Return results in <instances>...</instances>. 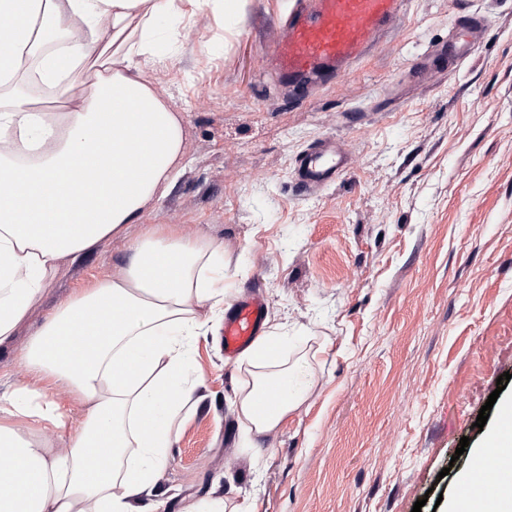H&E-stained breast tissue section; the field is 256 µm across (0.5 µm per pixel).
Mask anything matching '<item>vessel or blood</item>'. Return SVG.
<instances>
[{
  "label": "vessel or blood",
  "instance_id": "obj_1",
  "mask_svg": "<svg viewBox=\"0 0 512 512\" xmlns=\"http://www.w3.org/2000/svg\"><path fill=\"white\" fill-rule=\"evenodd\" d=\"M407 0H296L266 55L268 66L292 87L325 84L338 79L360 61L406 11ZM484 17L459 10L447 44L436 56L453 67L466 61L485 29ZM350 170L342 144L333 137L300 152L292 172L297 193L307 197L336 184ZM269 304L251 289L232 305L224 319L221 344L234 361L259 336ZM477 480L461 488L462 502L482 498L494 508L502 488L512 484V456L480 458Z\"/></svg>",
  "mask_w": 512,
  "mask_h": 512
}]
</instances>
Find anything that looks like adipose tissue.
<instances>
[{
    "label": "adipose tissue",
    "instance_id": "adipose-tissue-1",
    "mask_svg": "<svg viewBox=\"0 0 512 512\" xmlns=\"http://www.w3.org/2000/svg\"><path fill=\"white\" fill-rule=\"evenodd\" d=\"M196 0H0V344L66 259L125 233L173 182L183 118L143 61L160 66ZM92 80L77 84L83 74ZM60 102L40 107L31 88ZM224 251L161 228L132 242L117 274L56 307L19 360L23 387L0 396V512H161L158 478L199 386L193 348L224 312ZM269 328L246 356L242 434L297 409L311 379ZM66 388L69 403L51 397ZM67 433L51 454L41 437Z\"/></svg>",
    "mask_w": 512,
    "mask_h": 512
}]
</instances>
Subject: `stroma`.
<instances>
[{"instance_id":"obj_1","label":"stroma","mask_w":512,"mask_h":512,"mask_svg":"<svg viewBox=\"0 0 512 512\" xmlns=\"http://www.w3.org/2000/svg\"><path fill=\"white\" fill-rule=\"evenodd\" d=\"M290 2L242 0L229 17L203 4L178 41L160 36L167 63L149 74L184 117V167L125 236L65 264L0 346V393L26 383L18 354L45 315L165 224L223 248L225 304L259 281L267 324L305 339L312 381L252 447L234 407L249 367L225 362L210 323L192 362L199 403L159 478L163 512L211 498L249 512H451L512 404V0H468L489 24L450 72L430 53L453 0H410L344 77L299 101L263 70ZM328 135L348 175L296 196L297 154Z\"/></svg>"}]
</instances>
